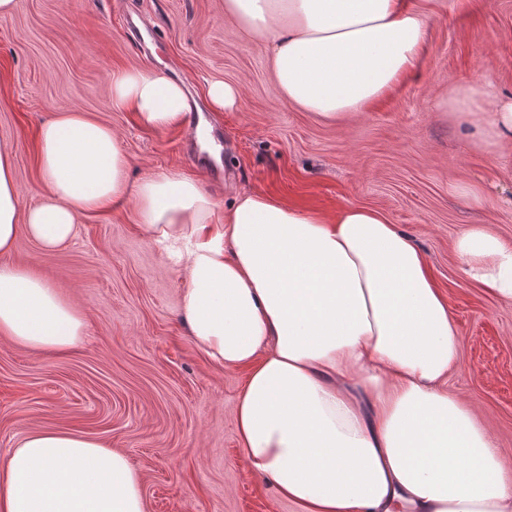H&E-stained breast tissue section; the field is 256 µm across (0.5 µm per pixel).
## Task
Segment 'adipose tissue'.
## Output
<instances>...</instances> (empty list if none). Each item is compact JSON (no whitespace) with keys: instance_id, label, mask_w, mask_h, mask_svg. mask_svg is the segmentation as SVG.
<instances>
[{"instance_id":"ef3b65f1","label":"adipose tissue","mask_w":512,"mask_h":512,"mask_svg":"<svg viewBox=\"0 0 512 512\" xmlns=\"http://www.w3.org/2000/svg\"><path fill=\"white\" fill-rule=\"evenodd\" d=\"M225 17L262 42L280 96L323 121L363 112L413 71L426 15L403 0H224ZM481 99L483 148L512 144V99L494 83L454 90ZM112 109L164 129L189 107L184 86L157 73H111ZM49 194L27 207L13 152L0 147V335L67 354L85 314L31 269L6 260L19 235L44 250L68 242L83 215L133 195L139 225L184 274L180 313L195 347L245 373L236 398L249 470L297 512H512V477L474 410L446 381L457 329L426 254L381 211L334 215L255 192L229 207L171 171L129 185L118 135L72 111L39 129ZM223 223H215L216 213ZM455 250L464 276L512 301V245L472 226ZM0 512H144L127 457L78 431L38 430L0 467Z\"/></svg>"}]
</instances>
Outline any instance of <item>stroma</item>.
Returning <instances> with one entry per match:
<instances>
[{"instance_id":"35a3bbf8","label":"stroma","mask_w":512,"mask_h":512,"mask_svg":"<svg viewBox=\"0 0 512 512\" xmlns=\"http://www.w3.org/2000/svg\"><path fill=\"white\" fill-rule=\"evenodd\" d=\"M412 3L429 20L414 73L361 114L324 122L277 93L262 45L225 19L224 0H17L0 16V146L14 153L28 206L47 192L39 128L72 110L117 132L129 182L177 171L207 183L204 164L180 151L187 122L150 129L108 104L116 70L183 81L224 134L222 206L242 192L328 216L369 206L422 247L459 336L448 388L479 413L512 476V302L464 278L454 249L475 224L512 244V146L478 148L464 117L439 106L478 79L512 95V0ZM217 80L240 87L235 110L210 111L206 90ZM8 260L77 304L87 334L65 356L0 336V462L28 432L74 430L125 454L145 512H294L248 470L234 425L243 374L192 344L179 313L182 276L140 230L132 197L83 216L57 250L19 236Z\"/></svg>"}]
</instances>
